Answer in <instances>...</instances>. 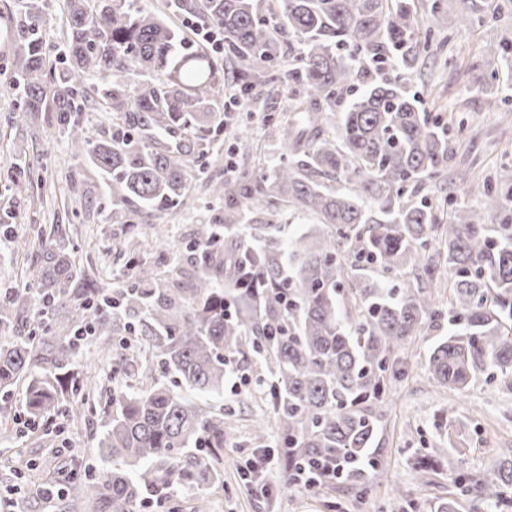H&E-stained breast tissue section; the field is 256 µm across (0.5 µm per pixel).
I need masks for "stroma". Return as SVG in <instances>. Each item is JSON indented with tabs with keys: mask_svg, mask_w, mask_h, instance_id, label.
Listing matches in <instances>:
<instances>
[{
	"mask_svg": "<svg viewBox=\"0 0 512 512\" xmlns=\"http://www.w3.org/2000/svg\"><path fill=\"white\" fill-rule=\"evenodd\" d=\"M443 7L454 31L451 40L435 32L430 49L409 74L384 63L372 69L371 75L377 80L402 78L410 91L423 94L427 110L443 120L465 117L466 126L454 137L452 156L437 183L442 194L454 195L472 177H493L512 169V112L492 111L486 104L491 95L512 100V54L489 57L484 53L486 43L512 41V0H444ZM464 14L476 17L477 22L462 30L458 21ZM289 102L287 85L257 84L251 98L230 107L237 126L257 146L253 158L244 161L232 156L231 139L218 135L206 166L193 168L183 202L150 213L130 212L123 226L109 221L112 192L100 176L73 159L55 127L24 118L18 99L0 89V206L14 214L9 232L19 239L35 240L50 226L63 225L70 231L86 273L110 288L122 283L128 273L124 243L132 234L140 242L138 258L159 277L189 275L187 245L199 240L201 229L224 217V203L209 194V182L227 178L229 161L273 173L280 163V150L267 123L293 122ZM20 158L30 161L33 179L21 196L14 197L6 189L7 172ZM156 224L165 225L172 249L158 245L152 231ZM437 337L434 331L418 336L406 348V367L391 382L392 402L379 435L386 471L374 479L363 504H356L354 494L343 487L312 493L298 485L284 486L277 436L269 435L261 446L249 442L253 418L267 407L263 391L251 380L253 362L240 360L233 364L224 389L227 421L235 433L224 443L223 487H173L163 512H191L199 498L206 501L208 512H434L446 498L456 501L458 512H497L455 486L450 474L460 468L480 477L512 457V392L500 381L482 378L462 392L434 382L427 359ZM79 361L106 390L115 384L134 387L140 378L135 367L116 375L109 365L98 363L93 341L83 347ZM105 420L98 409L89 410L82 423L71 422L61 413L20 440H6V447L20 449L13 461L29 488L23 512H60L36 498L38 486L54 478L41 463L54 447L63 456L95 463ZM457 424L463 427L464 441L452 448L448 429ZM263 453L272 454L271 464L258 473L243 474L246 460ZM420 461L427 465L422 474L414 469ZM397 487L402 488V496L394 495Z\"/></svg>",
	"mask_w": 512,
	"mask_h": 512,
	"instance_id": "35a3bbf8",
	"label": "stroma"
}]
</instances>
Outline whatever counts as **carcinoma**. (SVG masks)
Instances as JSON below:
<instances>
[{
  "label": "carcinoma",
  "instance_id": "cac0c4a2",
  "mask_svg": "<svg viewBox=\"0 0 512 512\" xmlns=\"http://www.w3.org/2000/svg\"><path fill=\"white\" fill-rule=\"evenodd\" d=\"M67 7V40L52 55L39 0H14L7 88L25 117L55 113L72 155L112 189L115 224L186 196L191 167L204 159L210 135L224 130V59L245 63L243 95L256 65L269 82L291 85L301 116L274 127L281 161L273 177L245 169L211 184V195L224 200V235L210 230L195 243L185 286L132 256V281L103 288L82 276L60 228L36 245L11 240L15 252L34 249L38 259L22 273L24 287L0 293V403L20 388L30 420L60 407L81 420L99 390L77 361L90 340L107 361L117 340L123 353L112 374L132 363L142 371L139 388L110 397L98 444L110 468L95 478L68 458L62 490L44 489L46 499L63 500V512H139L176 484L220 479L230 431L224 409L206 400L224 395L239 357L261 363L253 381L276 419L286 481L303 465L334 464L336 479L359 494L381 474V409L410 340L447 322L448 336L429 355L432 379L462 391L492 375L512 392V224L485 223L512 202V173L435 204H405L447 165L451 141L439 116L387 80L354 98L336 135L325 130L364 64L390 60L411 71L427 51L432 31L418 38L404 0H276L268 17L254 0H162L152 8L67 0ZM173 16L215 29L223 56L188 39ZM285 32L301 48L280 78L269 67L281 58ZM88 75L96 102L122 120L107 136L83 120ZM30 176L26 161L14 163L10 190L22 193ZM282 201L316 215L327 231L311 228L286 242L270 220ZM411 263L432 287L450 275L448 304L407 283H378ZM221 276L227 284L219 287ZM32 303L33 321L19 320ZM155 365L205 403L156 379ZM453 481L502 505L512 459L478 479L459 470Z\"/></svg>",
  "mask_w": 512,
  "mask_h": 512
}]
</instances>
